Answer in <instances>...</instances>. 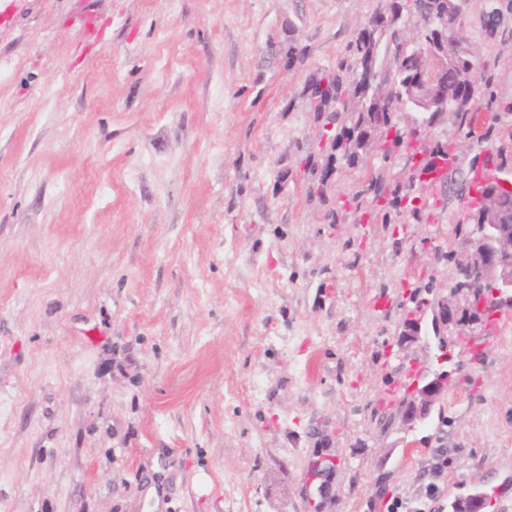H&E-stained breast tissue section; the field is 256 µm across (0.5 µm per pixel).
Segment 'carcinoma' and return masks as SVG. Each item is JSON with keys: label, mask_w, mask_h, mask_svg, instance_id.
Listing matches in <instances>:
<instances>
[{"label": "carcinoma", "mask_w": 512, "mask_h": 512, "mask_svg": "<svg viewBox=\"0 0 512 512\" xmlns=\"http://www.w3.org/2000/svg\"><path fill=\"white\" fill-rule=\"evenodd\" d=\"M413 11L404 8V0H382L367 27L358 30L336 61V66L310 80L314 90L307 97L311 111L326 116L327 123L341 112L347 122L336 128L332 149L339 158L355 164L375 155L372 140L379 126H395L396 113L414 112L419 123L432 124L441 114L460 131L473 136V115L480 101L486 108L497 105V95L490 74L477 71V56L464 44L460 30L467 23L466 10L458 0H415ZM481 29L489 36L500 24L502 9L512 11V0H476ZM416 18L418 29L429 41L430 62L445 71L448 78V107L430 99L419 82L418 61L404 49L406 24L402 15ZM286 63L292 66L306 57V48L290 38L279 47ZM369 63L380 74L384 86L370 90L360 77L362 66ZM360 194L370 203L398 210L407 205L412 218L419 222L422 211L412 205L421 197L417 184L400 183L380 174L366 179Z\"/></svg>", "instance_id": "1"}]
</instances>
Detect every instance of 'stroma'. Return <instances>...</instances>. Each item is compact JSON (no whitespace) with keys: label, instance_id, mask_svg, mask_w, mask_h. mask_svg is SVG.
Instances as JSON below:
<instances>
[{"label":"stroma","instance_id":"obj_1","mask_svg":"<svg viewBox=\"0 0 512 512\" xmlns=\"http://www.w3.org/2000/svg\"><path fill=\"white\" fill-rule=\"evenodd\" d=\"M378 0H13L0 28V512H387L448 451L512 512V315L486 358L450 295L458 202L422 223L373 211L332 162L305 86ZM97 19L85 31L86 14ZM463 31L500 108L479 142L439 117L426 145L512 160V13ZM296 39L304 62L287 65ZM334 172H327L328 164ZM328 174L325 202L307 198ZM337 223H329L330 210ZM397 300L377 311L373 297ZM450 301L460 323H443ZM421 325L409 339V325ZM415 357L442 397L382 394ZM441 391L442 386L439 382L432 383L425 387L419 394L418 400L413 401L406 407L404 411L405 420H416L418 418L423 420L425 417L420 418V416L426 412H429Z\"/></svg>","mask_w":512,"mask_h":512}]
</instances>
